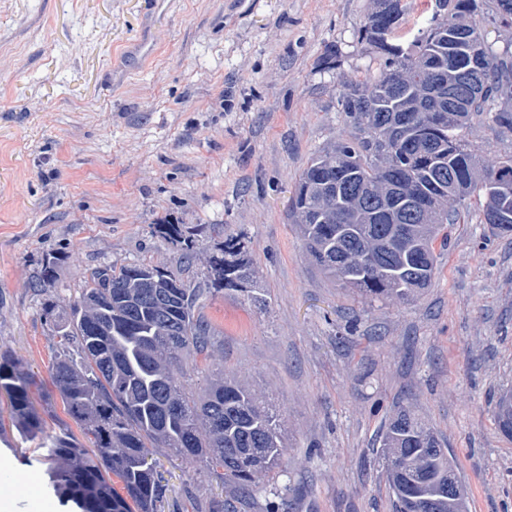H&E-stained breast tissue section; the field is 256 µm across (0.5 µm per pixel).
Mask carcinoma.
Listing matches in <instances>:
<instances>
[{
	"instance_id": "carcinoma-1",
	"label": "carcinoma",
	"mask_w": 512,
	"mask_h": 512,
	"mask_svg": "<svg viewBox=\"0 0 512 512\" xmlns=\"http://www.w3.org/2000/svg\"><path fill=\"white\" fill-rule=\"evenodd\" d=\"M437 11L412 49L392 41L405 7L402 0H376L374 11L358 30V39L377 50L379 76L370 83L346 82L339 111L350 127L347 139L311 158L299 176L291 217L303 227L306 251L317 265L348 288L374 297L405 299L434 279V243L446 224L460 220V207L471 195L484 196L480 223L512 235V223L494 224L496 199L487 190L480 161L466 139L475 119L512 131V52L496 54L482 36L491 19L512 24V0H436ZM476 38L491 64L474 88L467 58L448 41V26ZM439 62L434 83L446 85V97L429 94L419 69L428 58ZM418 113L412 137L389 151L384 137L393 116ZM353 172L351 202L344 209L323 196L322 183ZM413 181L433 206L429 217L403 210L396 223L376 222L372 215L392 193L386 177ZM156 231L180 246L192 264L199 243L166 222ZM388 240L390 250L379 263L392 274L369 270L362 255ZM204 283L157 288L174 278L145 263L94 269L78 295L54 293L56 262L47 261L31 281L45 296L43 311L54 319L60 341L49 369L50 384L66 414L88 444L65 427L42 440L44 419L35 399V380L20 359L0 352V398L6 400L10 424L26 440L39 441L54 463L49 480L56 493L78 512H158L167 487L148 444L200 463L238 492L247 494L256 478L273 473L286 452L280 415L261 407L251 391L223 371L201 393L180 381L183 356L209 354L211 326L196 311L207 295L234 292L258 302L243 239L233 233L213 247ZM433 433L403 410L382 434V452L406 477L391 486L396 512H429L425 498L434 489L441 463H422V449ZM124 493L112 486V476Z\"/></svg>"
}]
</instances>
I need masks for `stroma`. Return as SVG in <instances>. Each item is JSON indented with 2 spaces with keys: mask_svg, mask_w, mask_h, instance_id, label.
<instances>
[{
  "mask_svg": "<svg viewBox=\"0 0 512 512\" xmlns=\"http://www.w3.org/2000/svg\"><path fill=\"white\" fill-rule=\"evenodd\" d=\"M373 0H0V351L50 390L55 329L29 286L58 255L57 292L95 267H163L195 284L155 233L170 220L204 245L243 235L259 303L204 298L210 357L184 360L188 387L213 364L280 412V473L234 497L197 463L153 448L168 487L158 512H394L380 436L406 408L441 440L468 512H512V439L495 408L512 391V236L480 221L481 197L448 227L437 275L407 301L371 300L305 251L290 198L309 159L345 138L346 81L380 73L357 39ZM148 35L149 60L129 54ZM335 49L337 66L321 57ZM485 166L512 132L472 122ZM36 444L0 434L12 512H75L54 493Z\"/></svg>",
  "mask_w": 512,
  "mask_h": 512,
  "instance_id": "1",
  "label": "stroma"
}]
</instances>
